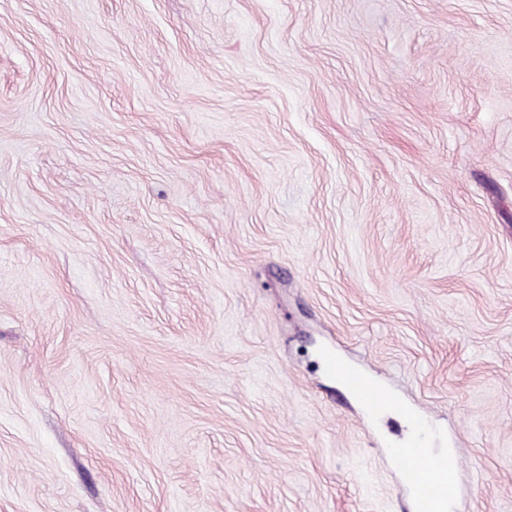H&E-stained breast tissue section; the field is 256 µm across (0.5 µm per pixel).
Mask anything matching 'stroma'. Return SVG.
I'll use <instances>...</instances> for the list:
<instances>
[{
  "label": "stroma",
  "instance_id": "1",
  "mask_svg": "<svg viewBox=\"0 0 512 512\" xmlns=\"http://www.w3.org/2000/svg\"><path fill=\"white\" fill-rule=\"evenodd\" d=\"M415 442L512 512V0H0V512H414ZM325 367L332 374H339L345 385L353 392L359 394L364 402L375 411L383 410L386 406L385 399L380 393L369 386L367 381L350 367L340 364L335 358L329 356L325 361Z\"/></svg>",
  "mask_w": 512,
  "mask_h": 512
}]
</instances>
